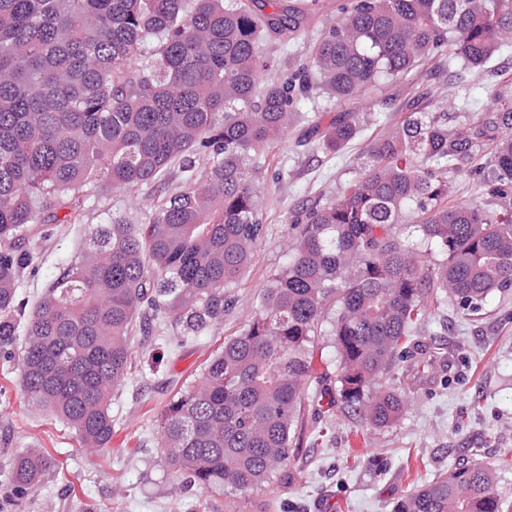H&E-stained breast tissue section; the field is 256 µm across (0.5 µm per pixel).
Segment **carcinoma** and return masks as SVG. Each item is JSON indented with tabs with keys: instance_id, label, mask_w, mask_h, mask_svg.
Segmentation results:
<instances>
[{
	"instance_id": "obj_1",
	"label": "carcinoma",
	"mask_w": 512,
	"mask_h": 512,
	"mask_svg": "<svg viewBox=\"0 0 512 512\" xmlns=\"http://www.w3.org/2000/svg\"><path fill=\"white\" fill-rule=\"evenodd\" d=\"M319 0H0V357L18 361L21 389L87 447L112 439V390L131 365L129 337L170 323L184 338L224 321L230 287L267 236L270 154L316 98L340 103L387 86L412 88L448 53L478 73L512 45V0H346L313 31ZM152 48L133 63L143 45ZM301 47L295 66L266 50ZM495 107L470 112L444 95L403 100L399 120L367 141L366 172L336 195L300 201L287 264L254 316L180 391L160 420L161 448L183 487H264L298 451L305 406L337 402L376 428L407 408L390 386L444 360L414 354L428 301L465 319L512 289V78ZM309 137L335 154L363 112ZM472 164L498 212L452 200L448 173ZM147 189L151 214L114 213L29 310L37 271L23 244L36 224H81L86 204ZM411 214L424 259L402 243ZM24 329V349L17 348ZM328 336L338 392L313 375L309 347ZM53 462L11 458L6 504L24 512ZM492 468L464 460L391 512H504Z\"/></svg>"
}]
</instances>
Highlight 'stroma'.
I'll use <instances>...</instances> for the list:
<instances>
[{"label":"stroma","instance_id":"obj_1","mask_svg":"<svg viewBox=\"0 0 512 512\" xmlns=\"http://www.w3.org/2000/svg\"><path fill=\"white\" fill-rule=\"evenodd\" d=\"M448 83L425 77L419 86L430 98L458 92L470 110L492 107L498 78L465 74L456 80L458 62L444 64ZM306 127L294 121L275 152L284 165L282 196L272 214L289 211L305 197L336 194L360 173L363 140L333 156L302 146ZM145 223L150 202L145 193H117L93 204L84 223L64 224L53 234L31 237L39 270L25 277L20 296L35 304L63 264L78 255L91 231L111 213ZM292 231L273 222L255 249L250 265L229 289L235 304L222 325L193 341L168 331L148 343L134 342L132 366L110 405L114 419L107 448L82 447L75 432L51 413L33 405L19 385L16 362L0 359V467L15 454L41 451L55 466L32 498L27 512H73L83 503L92 512H262L265 490L223 494L179 490L165 457L153 443L167 403L202 376L207 360L253 316L272 274L287 262ZM420 344L441 348L446 356L428 379L412 388L402 418L388 428L363 423L351 409L334 416L306 418L300 450L274 475L295 512H390L393 502L417 486L448 472L466 452L496 471L494 490L512 503V291L492 294L480 314L466 320L446 303L433 309ZM331 425L327 442L310 445L317 427Z\"/></svg>","mask_w":512,"mask_h":512}]
</instances>
